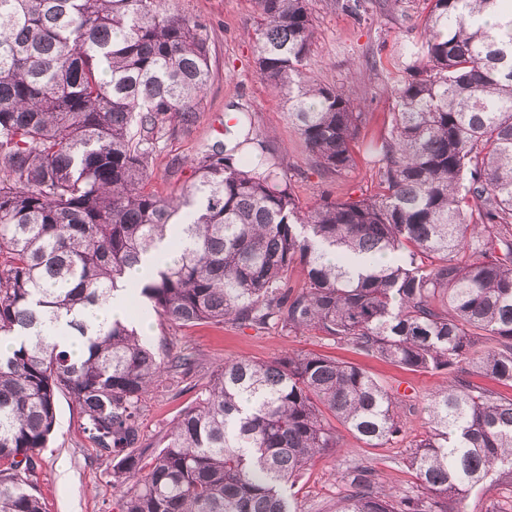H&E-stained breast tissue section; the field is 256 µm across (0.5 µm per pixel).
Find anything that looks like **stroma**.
<instances>
[{"instance_id": "stroma-1", "label": "stroma", "mask_w": 512, "mask_h": 512, "mask_svg": "<svg viewBox=\"0 0 512 512\" xmlns=\"http://www.w3.org/2000/svg\"><path fill=\"white\" fill-rule=\"evenodd\" d=\"M179 6L183 13L200 18L209 27L212 79L195 123L157 151L150 181L153 189L163 195L176 194L194 181L192 159L223 142L224 120L235 105L251 112L255 133L266 136L269 151L291 177L301 206H313L325 196L356 197L372 191V173L363 158H356L354 168L338 176L310 163L288 122L283 100L256 72L255 0H179ZM309 9L315 25L309 69L324 84L349 89L353 97L367 100L361 140L388 133L396 92L384 69L397 43L418 37L428 12L427 0H360L353 10L337 7L335 0H309ZM374 60L382 67L380 74L349 84L353 70H369ZM145 334L152 348L174 354L186 351L196 359L193 371L165 375L144 398L140 423L150 448H157L224 360H272L286 353H323L357 365L398 389L403 434L394 443L374 448L341 422H333L339 445L323 452L293 486L295 512H336V501L343 491L340 476L356 463L372 465L394 496L415 491L417 479L409 463L412 445L428 429L427 402L445 381V374L409 371L360 353L351 345L333 344L314 331L179 326L155 317ZM84 424L70 397L58 395L54 430L46 448L38 453L37 493L44 512H112L119 495L112 462L99 455ZM460 508L462 512H512V475H496L476 486Z\"/></svg>"}]
</instances>
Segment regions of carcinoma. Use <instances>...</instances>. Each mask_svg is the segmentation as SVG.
<instances>
[{
    "label": "carcinoma",
    "instance_id": "carcinoma-1",
    "mask_svg": "<svg viewBox=\"0 0 512 512\" xmlns=\"http://www.w3.org/2000/svg\"><path fill=\"white\" fill-rule=\"evenodd\" d=\"M420 39L390 62L397 109L367 145L377 192L304 210L291 179L236 117L243 140L192 160L176 195L149 189L160 144L194 122L211 41L178 0H0V512H42L36 451L67 393L120 479L118 512H290L287 491L327 448L331 413L372 447L403 431L401 399L316 353L224 361L145 456L142 399L188 353L163 359L133 319L100 317L126 291L180 325L317 331L414 372H446L399 499L369 465L341 476L336 512H457L512 470V0H429ZM255 64L322 170L354 165L364 102L305 68L308 0H256ZM304 278H288L294 265ZM82 341L75 358L58 338ZM494 346L477 351L474 337Z\"/></svg>",
    "mask_w": 512,
    "mask_h": 512
}]
</instances>
